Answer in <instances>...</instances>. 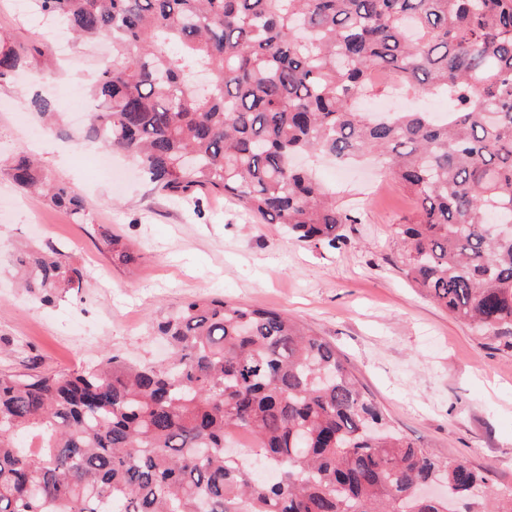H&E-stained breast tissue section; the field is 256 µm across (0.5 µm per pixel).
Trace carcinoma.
<instances>
[{
  "label": "carcinoma",
  "instance_id": "obj_1",
  "mask_svg": "<svg viewBox=\"0 0 512 512\" xmlns=\"http://www.w3.org/2000/svg\"><path fill=\"white\" fill-rule=\"evenodd\" d=\"M112 56L88 95L87 138L123 153L170 197L234 200L297 241L339 249L358 217L299 155L375 157L412 195L395 227L405 278L488 336L512 335V0H31ZM28 48L0 44V82ZM377 74L448 112H368ZM6 173L89 223L65 182L29 156ZM112 261L125 238L99 228ZM11 270L42 301L83 287L47 243ZM159 365L108 351L79 371L0 372V512H444L416 496L439 483L465 512H512L486 473L394 431L314 329L206 296L154 326ZM276 471L261 480L228 453Z\"/></svg>",
  "mask_w": 512,
  "mask_h": 512
}]
</instances>
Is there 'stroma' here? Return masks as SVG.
Here are the masks:
<instances>
[{"label": "stroma", "instance_id": "stroma-1", "mask_svg": "<svg viewBox=\"0 0 512 512\" xmlns=\"http://www.w3.org/2000/svg\"><path fill=\"white\" fill-rule=\"evenodd\" d=\"M0 33L30 49L25 74L0 83V161L32 153L49 180L78 190L91 219L73 223L0 172V371L30 356L42 371H73L108 351L160 361L166 350L150 336L151 322L197 296L283 310L335 345L394 429L437 457L489 470L494 493L512 492V336L479 334L406 280L394 229L416 204L377 163L345 173L326 161L315 166L360 213L337 250L297 244L224 197L204 199L205 214L196 216L135 169L113 186L97 148L73 152L86 123L73 118L72 99L95 80L105 45L68 40L72 67L62 71L38 16L18 12L14 0H0ZM43 92L64 115L52 128L30 105ZM94 223L134 244L135 267L113 264L91 234ZM42 241L87 271L84 288L50 305L17 288L7 266L15 247Z\"/></svg>", "mask_w": 512, "mask_h": 512}]
</instances>
